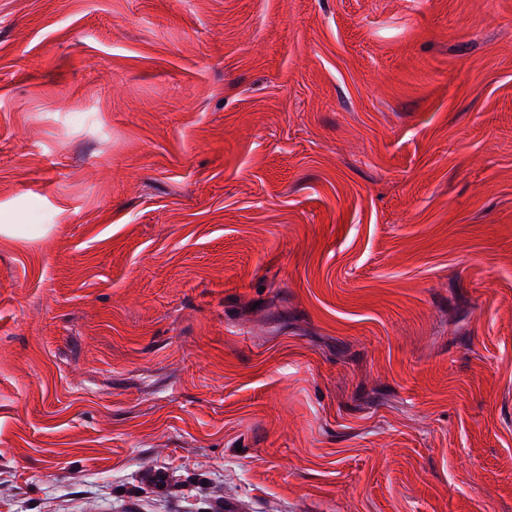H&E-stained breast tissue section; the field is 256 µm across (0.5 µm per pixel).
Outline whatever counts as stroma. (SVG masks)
<instances>
[{"label":"stroma","mask_w":512,"mask_h":512,"mask_svg":"<svg viewBox=\"0 0 512 512\" xmlns=\"http://www.w3.org/2000/svg\"><path fill=\"white\" fill-rule=\"evenodd\" d=\"M0 512H512V0H0Z\"/></svg>","instance_id":"obj_1"}]
</instances>
